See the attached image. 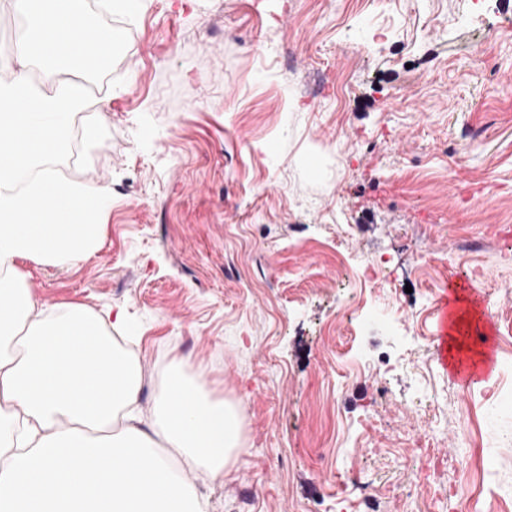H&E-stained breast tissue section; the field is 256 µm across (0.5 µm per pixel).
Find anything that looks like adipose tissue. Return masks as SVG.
Returning a JSON list of instances; mask_svg holds the SVG:
<instances>
[{
  "instance_id": "ef3b65f1",
  "label": "adipose tissue",
  "mask_w": 512,
  "mask_h": 512,
  "mask_svg": "<svg viewBox=\"0 0 512 512\" xmlns=\"http://www.w3.org/2000/svg\"><path fill=\"white\" fill-rule=\"evenodd\" d=\"M10 4L26 24L24 67L0 81V512H208L187 475L223 481L244 449L235 405L174 359L142 410V367L112 336L124 312L38 302L19 267L93 257L110 204L96 182L55 171L88 105L81 86L38 90L25 69L73 61L93 74L112 45L86 37L77 0Z\"/></svg>"
}]
</instances>
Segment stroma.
Returning a JSON list of instances; mask_svg holds the SVG:
<instances>
[{
    "label": "stroma",
    "instance_id": "35a3bbf8",
    "mask_svg": "<svg viewBox=\"0 0 512 512\" xmlns=\"http://www.w3.org/2000/svg\"><path fill=\"white\" fill-rule=\"evenodd\" d=\"M112 53L80 84L99 129L61 178H101L104 245L22 260L48 304L122 309L151 408L172 358L238 404L246 453L211 512H448L442 488L512 512V0H84ZM484 42L493 66L470 53ZM385 254L363 292L346 269ZM482 290L486 380L434 358L449 281ZM358 354L350 372L342 354ZM418 436L442 463L421 470ZM344 480H337V472Z\"/></svg>",
    "mask_w": 512,
    "mask_h": 512
}]
</instances>
